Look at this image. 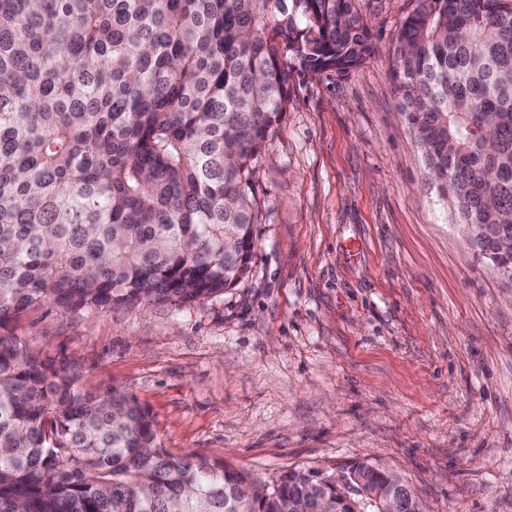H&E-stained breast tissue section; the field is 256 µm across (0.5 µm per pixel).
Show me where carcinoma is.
<instances>
[{
	"label": "carcinoma",
	"instance_id": "cac0c4a2",
	"mask_svg": "<svg viewBox=\"0 0 512 512\" xmlns=\"http://www.w3.org/2000/svg\"><path fill=\"white\" fill-rule=\"evenodd\" d=\"M356 2L0 0V327L240 282L286 57L360 65ZM393 77L427 181L512 288V0H416ZM80 380L0 335V512H383L378 492L405 487L362 462L301 502L294 471L269 485L176 457L135 396Z\"/></svg>",
	"mask_w": 512,
	"mask_h": 512
}]
</instances>
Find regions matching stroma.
<instances>
[{"label":"stroma","instance_id":"stroma-1","mask_svg":"<svg viewBox=\"0 0 512 512\" xmlns=\"http://www.w3.org/2000/svg\"><path fill=\"white\" fill-rule=\"evenodd\" d=\"M414 6L359 0L374 50L345 76L289 60L238 284L182 307H43L8 335L88 391L135 395L173 455L265 481L369 460L425 512H512V290L426 181L398 109Z\"/></svg>","mask_w":512,"mask_h":512}]
</instances>
